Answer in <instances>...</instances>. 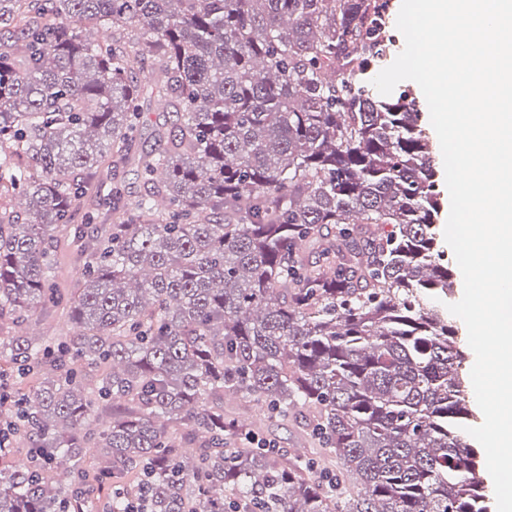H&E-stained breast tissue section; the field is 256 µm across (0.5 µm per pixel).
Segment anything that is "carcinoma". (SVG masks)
I'll use <instances>...</instances> for the list:
<instances>
[{
    "mask_svg": "<svg viewBox=\"0 0 512 512\" xmlns=\"http://www.w3.org/2000/svg\"><path fill=\"white\" fill-rule=\"evenodd\" d=\"M389 11L0 0V457L28 444L0 466V512H88L106 477L102 512H490L465 341L437 304L456 281L432 144L411 91L368 82ZM154 96L171 127L136 153ZM131 163L149 191L128 208L114 186L106 223H71ZM71 233L67 296L53 247ZM58 309L69 339L11 334ZM229 394L300 419L308 448L259 447Z\"/></svg>",
    "mask_w": 512,
    "mask_h": 512,
    "instance_id": "1",
    "label": "carcinoma"
}]
</instances>
